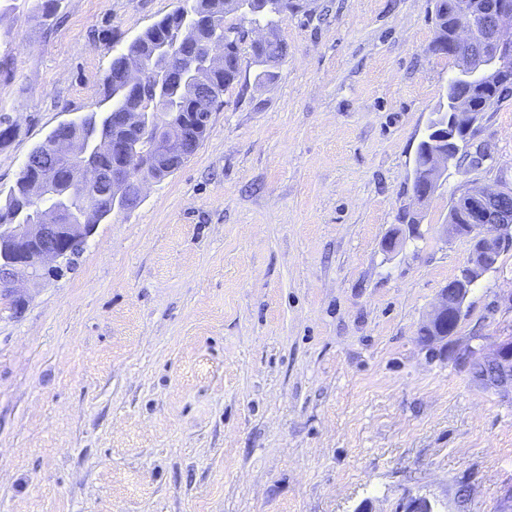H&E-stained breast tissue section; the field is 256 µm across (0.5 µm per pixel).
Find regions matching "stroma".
I'll return each instance as SVG.
<instances>
[{"mask_svg":"<svg viewBox=\"0 0 512 512\" xmlns=\"http://www.w3.org/2000/svg\"><path fill=\"white\" fill-rule=\"evenodd\" d=\"M296 2L271 80L242 50L195 153L23 308L0 296V512H512V393L419 338L470 249L455 200L512 187V89L386 250L455 66L434 0ZM41 3L0 0L2 190L180 0ZM510 334L512 247L456 332Z\"/></svg>","mask_w":512,"mask_h":512,"instance_id":"1","label":"stroma"}]
</instances>
